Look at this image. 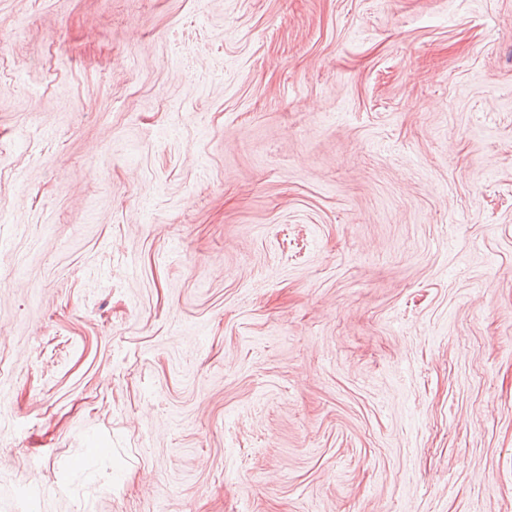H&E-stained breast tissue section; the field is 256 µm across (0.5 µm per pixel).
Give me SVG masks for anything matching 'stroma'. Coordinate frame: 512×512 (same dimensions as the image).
Masks as SVG:
<instances>
[{"label": "stroma", "mask_w": 512, "mask_h": 512, "mask_svg": "<svg viewBox=\"0 0 512 512\" xmlns=\"http://www.w3.org/2000/svg\"><path fill=\"white\" fill-rule=\"evenodd\" d=\"M512 512V0H0V512Z\"/></svg>", "instance_id": "1"}]
</instances>
